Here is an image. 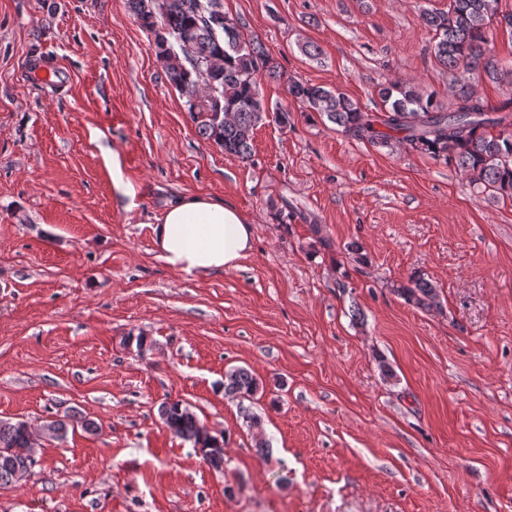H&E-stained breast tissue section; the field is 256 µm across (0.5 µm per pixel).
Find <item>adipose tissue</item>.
<instances>
[{
    "label": "adipose tissue",
    "instance_id": "adipose-tissue-1",
    "mask_svg": "<svg viewBox=\"0 0 512 512\" xmlns=\"http://www.w3.org/2000/svg\"><path fill=\"white\" fill-rule=\"evenodd\" d=\"M154 244L173 270L228 271L251 251L253 226L233 205L204 195L171 201L156 219Z\"/></svg>",
    "mask_w": 512,
    "mask_h": 512
}]
</instances>
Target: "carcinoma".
<instances>
[{"instance_id": "1", "label": "carcinoma", "mask_w": 512, "mask_h": 512, "mask_svg": "<svg viewBox=\"0 0 512 512\" xmlns=\"http://www.w3.org/2000/svg\"><path fill=\"white\" fill-rule=\"evenodd\" d=\"M139 25L154 36L157 59L183 99L198 135L228 155L247 161L252 155L256 126L265 105L258 77H277V69L261 40L242 33L224 12V0H129ZM498 0H448V10L421 12L435 33L434 57L445 66L454 100L444 111L433 95L413 83L379 85L382 110L371 112L347 95L308 82L288 80V95L299 105L335 124L350 138L375 147L396 141L428 154L469 176L472 185L512 198V101L499 107L477 94L473 80L512 77V64L501 62L487 26ZM418 309L438 306L433 283L420 275L396 288ZM259 383L246 368L224 374V391L249 400ZM163 423L193 447L216 448L203 459L218 469L224 464V442L204 429L196 414L181 401L159 406ZM28 424L0 420V489L16 485L15 472L31 469Z\"/></svg>"}]
</instances>
